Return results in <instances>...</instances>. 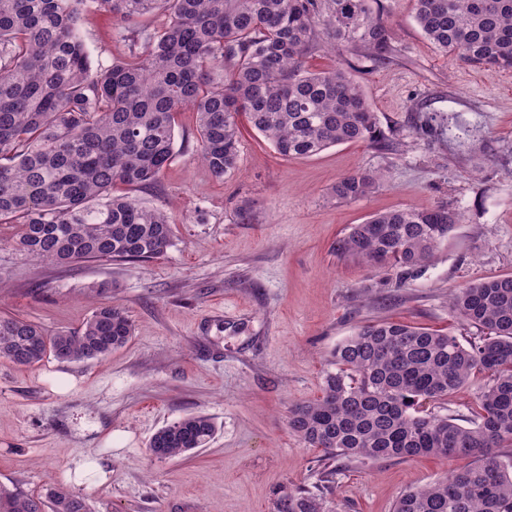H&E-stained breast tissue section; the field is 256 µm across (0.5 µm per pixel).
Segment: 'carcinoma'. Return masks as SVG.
<instances>
[{"label":"carcinoma","instance_id":"carcinoma-1","mask_svg":"<svg viewBox=\"0 0 512 512\" xmlns=\"http://www.w3.org/2000/svg\"><path fill=\"white\" fill-rule=\"evenodd\" d=\"M424 36L448 63L512 71V0H411ZM88 0H0V223L21 225L33 259L149 260L171 243L169 213L117 185L154 182L172 159L176 115L196 113L199 157L217 178L236 167L243 115L285 158L359 142L384 146L371 106L342 68L313 72L306 56L325 35L373 60L390 52L388 29L369 0H100L134 23L156 10L161 30L130 32L129 55L93 66L78 34ZM384 175L348 174L332 194L357 201ZM460 214L394 209L354 225L334 250L370 266L426 262ZM452 312L480 330L456 337L397 321L364 325L333 351L322 396L299 404L290 430L326 459L409 460L469 456L471 465L408 489L393 512H512V473L497 448L512 442V276L457 289ZM133 325L118 305L97 307L78 331L48 333L0 316V358L34 366L99 360L123 347ZM482 373L470 426L422 409ZM211 418L187 414L156 431L149 455L165 460L204 447ZM91 512L62 487L43 495L0 488V512ZM273 512H331L308 490L277 497Z\"/></svg>","mask_w":512,"mask_h":512}]
</instances>
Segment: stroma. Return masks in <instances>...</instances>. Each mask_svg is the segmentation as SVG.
<instances>
[{
  "label": "stroma",
  "mask_w": 512,
  "mask_h": 512,
  "mask_svg": "<svg viewBox=\"0 0 512 512\" xmlns=\"http://www.w3.org/2000/svg\"><path fill=\"white\" fill-rule=\"evenodd\" d=\"M390 60L320 42L310 69L348 70L388 146L342 144L285 158L248 123L235 169L215 177L197 156L196 115L175 126L158 179L128 188L171 213L157 259L37 262L0 224V315L48 332L83 327L96 307L121 306L131 340L102 360L32 367L0 359V486L42 494L67 487L91 512H272L285 491L321 494L332 512H392L398 495L462 470L470 457L329 461L290 430V409L320 397L337 344L358 326L393 320L455 336L480 335L449 307L467 284L512 276V72L449 64L422 34L410 0H379ZM79 35L94 66L130 53L127 26L91 0ZM380 172L367 197L342 202L336 181ZM445 207L459 224L423 265L403 270L345 258L334 243L370 216ZM108 280L111 294L92 295ZM435 404L469 425L487 383ZM190 413L216 432L196 451L152 459L150 437ZM105 478L67 482L74 461Z\"/></svg>",
  "instance_id": "stroma-1"
}]
</instances>
